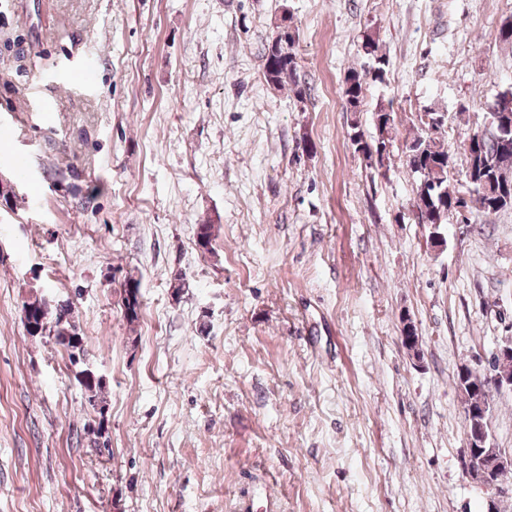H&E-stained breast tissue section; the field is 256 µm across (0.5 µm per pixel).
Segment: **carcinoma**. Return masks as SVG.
Masks as SVG:
<instances>
[{
	"mask_svg": "<svg viewBox=\"0 0 512 512\" xmlns=\"http://www.w3.org/2000/svg\"><path fill=\"white\" fill-rule=\"evenodd\" d=\"M295 36L285 35L275 44H267L263 48L262 76L266 84L275 89L286 85L294 95L303 96L306 88L297 81L298 57L295 51ZM378 39L376 33L368 32L363 36L361 50L374 60L371 69L358 70L350 68L340 87V94L346 111L357 113L360 111L363 85L367 77L382 82L386 76L387 61L384 56L378 54ZM512 113V87L499 92L488 105L486 117V129L480 140L475 141L466 137L463 141L467 155H475L477 170L486 178L495 174L502 167L512 166V146L504 148L497 139L496 113ZM435 112L426 110L417 116V134L408 141V150L414 153V157L407 158L409 167H414L420 158L417 153H422L423 158H430L438 163V171L430 175V184L427 187L416 186V211L415 217L419 224H436L443 221L448 214V207L452 206L455 186L448 179V145L445 138L440 137L428 140L426 130L430 127L429 120L433 119ZM377 139L374 147L362 145L364 134L360 129L359 120L351 118L349 124V138L357 152L367 160H376L379 167H384L385 160L389 159L388 153L382 151L380 146L392 141L395 130L394 110L392 107L380 106L373 116Z\"/></svg>",
	"mask_w": 512,
	"mask_h": 512,
	"instance_id": "cac0c4a2",
	"label": "carcinoma"
}]
</instances>
